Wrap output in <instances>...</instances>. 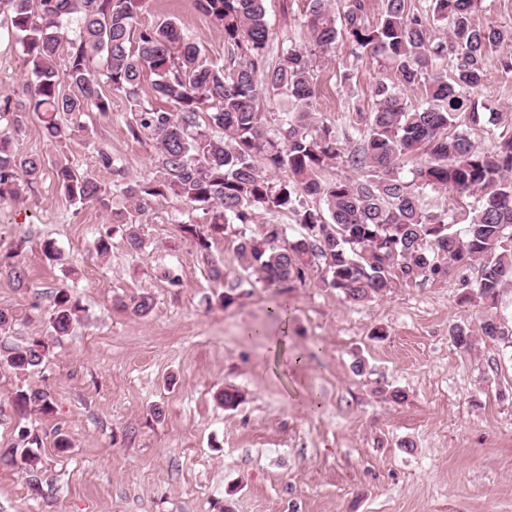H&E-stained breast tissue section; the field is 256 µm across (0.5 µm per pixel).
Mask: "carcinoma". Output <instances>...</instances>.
<instances>
[{"instance_id":"obj_1","label":"carcinoma","mask_w":512,"mask_h":512,"mask_svg":"<svg viewBox=\"0 0 512 512\" xmlns=\"http://www.w3.org/2000/svg\"><path fill=\"white\" fill-rule=\"evenodd\" d=\"M265 0H196L197 9L218 27L227 59L209 61L202 48L169 21H140L148 0H13L8 34L22 46L25 65L35 77L23 94L0 96V123L23 129L37 115L46 137L64 148L81 127V117L111 112L105 87L131 99L127 123L136 142L152 141L155 174L129 176L120 160L100 147L98 165L112 175V187L143 203L175 200L203 211L211 231L241 229L270 219L251 234L241 233L238 257L244 270L266 288L304 281L314 260L324 264V286L348 301L384 295L395 274L413 281L448 266L481 262L470 295L492 306L512 281V135L498 137L493 149L478 148L463 131L449 132L467 118L481 119L472 95L482 87L487 66L499 49L512 43V28L473 21L476 0H431L432 17L410 11L406 0H382L376 20L368 0H347L342 14L332 0H309L302 24L305 42L281 51L265 66L271 33ZM448 28L446 40L433 34L430 20ZM347 41L357 60L383 57L399 76V86L377 85L375 108L357 113L354 147L343 149L336 129L311 111L318 58ZM66 48L65 69L57 58ZM454 57L452 74L438 67L444 54ZM103 62L100 81L90 63ZM155 77L158 104L137 100L144 73ZM422 87L416 105L406 90ZM284 94L297 105L280 116L274 133L265 129L259 101ZM423 151L426 160L407 179L397 171L402 156ZM359 176L328 177L336 162ZM74 205H107L108 192L93 177L68 162L22 155L0 135V199L18 197L35 183L46 165ZM459 194L477 192L482 203L464 236L449 232L448 212L427 207L426 188ZM289 215L300 228L290 240L287 228L273 222ZM112 223L125 225L130 249L143 240L121 212ZM146 317L153 297L142 292L121 301ZM81 307L69 288L55 294L49 316L56 337L68 335ZM483 336H506L492 317L480 324ZM453 343L467 349L472 330L457 324ZM50 345L34 338L23 347L0 346V365L23 376L48 358ZM19 406L47 410L50 394L42 388L17 393ZM23 460L32 490L40 491L41 459L28 449Z\"/></svg>"}]
</instances>
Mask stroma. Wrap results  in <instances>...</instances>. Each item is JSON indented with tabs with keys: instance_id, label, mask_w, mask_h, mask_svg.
Segmentation results:
<instances>
[{
	"instance_id": "35a3bbf8",
	"label": "stroma",
	"mask_w": 512,
	"mask_h": 512,
	"mask_svg": "<svg viewBox=\"0 0 512 512\" xmlns=\"http://www.w3.org/2000/svg\"><path fill=\"white\" fill-rule=\"evenodd\" d=\"M309 0H265L272 33L268 63L304 41ZM176 21L206 57L223 61L224 40L195 0H148L147 25ZM312 110L337 130L376 103L377 82L397 84L384 59L359 61L348 42L319 60ZM31 75L21 45L0 37V92L21 91ZM479 107L509 106L497 124L467 133L492 148L512 134V74L498 61L475 96ZM130 104L113 92L112 112H88L67 148L69 164L112 182L94 151L102 145L129 175L153 172L150 143L131 139ZM464 233L474 195L426 190ZM145 242L129 249L109 211L78 206L59 190L53 168L15 199L0 200V309L13 316L0 334L10 346L48 339L50 356L20 377L0 368V450L21 447V429L37 435L41 489L29 490L22 460L0 464V512H512V345L475 337L453 343L458 323L478 329L486 315L512 330V284L496 309L463 302V281L478 267L408 282L364 303L324 286L320 271L276 294L238 262L235 229L211 233L202 211L175 202L137 209L113 192ZM209 236L202 252L182 224ZM110 233L106 258L89 256ZM54 240L59 255L41 250ZM20 257L28 278L8 275ZM224 263V284L207 275L208 258ZM172 269L173 285L162 275ZM74 289L83 307L67 336L52 338L55 293ZM149 292L140 317L120 300ZM234 297L222 306L219 293ZM385 331L374 338V329ZM37 385L48 412H20L16 393ZM243 395L237 409L217 399ZM406 391L405 402L390 399ZM70 448L55 444L57 433Z\"/></svg>"
}]
</instances>
